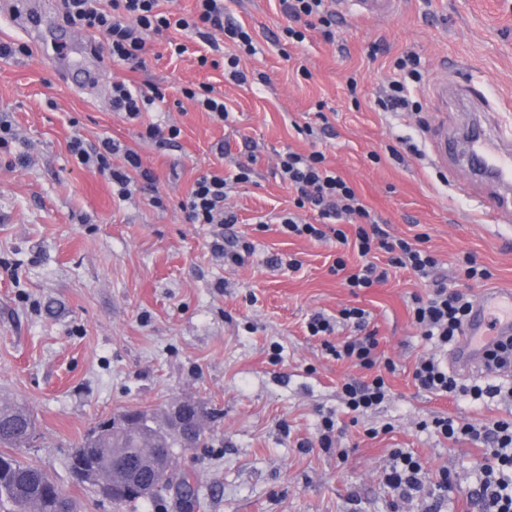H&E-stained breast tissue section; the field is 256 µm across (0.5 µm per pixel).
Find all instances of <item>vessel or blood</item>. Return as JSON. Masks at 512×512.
<instances>
[{"label":"vessel or blood","instance_id":"1","mask_svg":"<svg viewBox=\"0 0 512 512\" xmlns=\"http://www.w3.org/2000/svg\"><path fill=\"white\" fill-rule=\"evenodd\" d=\"M401 0H335L338 12L356 18L392 17L400 9ZM456 101L470 106H494L505 113L512 112L511 99H489L484 85L467 79H455L443 89ZM470 151L466 162L480 171L494 174L505 188H512V150L505 144L512 140V122L502 121L496 136L469 131ZM483 220L491 229L512 223V200L499 198L486 204ZM512 336V289H484L477 297L466 322L461 341L450 355V364L461 373L475 371L486 346L494 340Z\"/></svg>","mask_w":512,"mask_h":512}]
</instances>
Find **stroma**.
Returning a JSON list of instances; mask_svg holds the SVG:
<instances>
[{
    "instance_id": "35a3bbf8",
    "label": "stroma",
    "mask_w": 512,
    "mask_h": 512,
    "mask_svg": "<svg viewBox=\"0 0 512 512\" xmlns=\"http://www.w3.org/2000/svg\"><path fill=\"white\" fill-rule=\"evenodd\" d=\"M224 16L255 38L257 53L242 59L255 75L237 86L223 68L200 67L204 48L187 41L172 55L177 32L154 36L143 67L101 62L90 43L53 49L65 23L61 7L46 16L34 38L0 11V42L29 51L0 59V113H9L17 140L0 153V399L25 404L37 435L20 458L44 469L81 512H116L78 485L67 462L99 422L122 411L163 417L177 402L202 411V444L175 449L171 467L189 474L193 512H480L472 491L480 450L424 431L420 423L449 415L460 421L497 417L499 401L454 400L418 390L416 361L432 352L409 314L425 288L404 270L351 294L329 267L336 247L283 234L276 221L292 193L277 163L287 150H321L388 233L424 232L449 285L462 284L459 257L472 255L492 273L482 287L512 288V243L481 222L480 200L501 194L499 183L464 174L448 185L428 154L441 133L456 135L477 122L494 133L497 112L444 107L443 80L461 71L490 96H512V0H404L391 18H339L334 41L309 32L289 42L279 0H224ZM420 59V79L394 63ZM97 69L86 88L72 75ZM404 80L419 111L378 106L388 84ZM160 88L165 100L130 121L112 112L113 82ZM207 83L233 109L214 119L181 87ZM325 114L318 141L300 129ZM171 122L181 135L170 146L142 138L149 123ZM88 144L109 136L134 150L159 178L164 207L147 196L121 198L103 175L80 168L68 151L73 137ZM419 153L393 158L402 140ZM27 153L28 165L15 163ZM379 161H371V153ZM247 163L248 182L228 203L232 229L255 252L242 267L225 264L209 247L213 225L186 223L178 198L213 166L233 171ZM267 217L259 226L257 217ZM295 255L300 269L270 266ZM356 306L370 314L382 357L393 360L389 400L351 418L341 398L348 380L367 370L328 355L330 337L310 335L312 315L336 316ZM334 413L346 431L347 457L318 446L323 416ZM377 429L369 437L367 429ZM394 448L411 450L429 476L448 469L450 491L393 505L384 471Z\"/></svg>"
}]
</instances>
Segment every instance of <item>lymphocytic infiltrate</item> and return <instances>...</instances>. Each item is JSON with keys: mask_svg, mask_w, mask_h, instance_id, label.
Here are the masks:
<instances>
[{"mask_svg": "<svg viewBox=\"0 0 512 512\" xmlns=\"http://www.w3.org/2000/svg\"><path fill=\"white\" fill-rule=\"evenodd\" d=\"M280 7L290 21L284 30L289 40L304 42L307 33L317 29L325 40H332L336 16L327 10L326 0H280ZM62 8L69 27L102 36L112 61L131 69L143 66L149 36L175 30L187 39L200 40L216 52L220 46L214 34L222 32L237 48L227 58L228 77L239 85L249 81L247 71L240 69L239 62L241 54H255L254 38L243 26L225 21L224 0H195L193 12L187 15L160 10L159 0H108L104 6L99 0H62ZM161 97L158 90L147 92L118 81L112 85L111 108L134 119ZM69 152L79 167L106 176L116 186L119 196L138 190L148 195L152 205H162L156 174L143 167L136 152L121 148L112 138L105 137L89 145L77 137L70 142ZM280 175L293 191L295 206L294 211L280 215L282 232L317 241H334L340 254L330 271L345 273V284L351 291L385 282L394 269L411 272L427 284L426 294L413 295L410 309L413 325L422 336L433 339L437 347L436 352L422 356L414 367L413 380L419 390L440 397H468L475 401L497 398L512 403V385L498 381L499 376L512 375V338L498 340L486 349L484 366L488 378L480 384L465 383L441 357V350L456 344L460 338L473 299L436 278L438 260L425 246L427 234L418 233L410 239L390 237L355 189L328 167L321 151L286 152L280 159ZM248 179L249 167L243 163L230 174L219 168L205 170L196 178L191 191L179 200L178 207L191 224L220 228L234 224L237 217L226 210L224 203L234 185ZM302 210L314 212L315 223L300 220L298 213ZM347 249L356 250L360 258L356 268L347 266L343 257ZM380 252L386 256L382 265L376 260ZM338 321L352 326L357 335L335 345L327 344L329 354L374 373L371 380H352L342 386L347 411L364 412L389 398L390 388L384 374L392 370L393 363L380 359L378 341L367 330L368 317L362 308H343L334 322L323 315H313L308 330L314 336H327L333 333ZM429 426L438 437L453 441L465 439L484 448L485 455L477 467L480 479L477 494L484 512H512V412L479 423L437 416ZM391 457L384 482L393 499L407 500L425 493L426 477L413 453L395 448Z\"/></svg>", "mask_w": 512, "mask_h": 512, "instance_id": "obj_1", "label": "lymphocytic infiltrate"}]
</instances>
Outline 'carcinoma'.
I'll list each match as a JSON object with an SVG mask.
<instances>
[{
	"label": "carcinoma",
	"instance_id": "carcinoma-1",
	"mask_svg": "<svg viewBox=\"0 0 512 512\" xmlns=\"http://www.w3.org/2000/svg\"><path fill=\"white\" fill-rule=\"evenodd\" d=\"M142 423L113 426L92 431L69 457L70 472L84 470L82 484L94 489L112 483V471L122 467L144 477L154 469L156 460L142 448V437L163 446L167 458L180 447L176 438L163 440L165 424L146 412H139ZM36 436V422L26 406L18 402H0V447L18 452L30 446ZM0 460L8 467L0 470V512H76L74 499L63 490H55L54 480L38 465L26 463L6 453Z\"/></svg>",
	"mask_w": 512,
	"mask_h": 512
}]
</instances>
